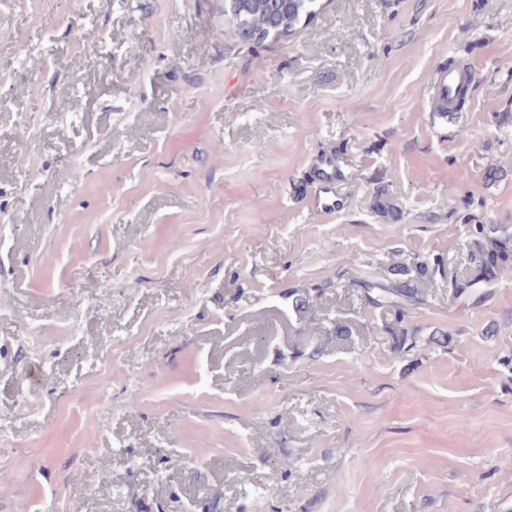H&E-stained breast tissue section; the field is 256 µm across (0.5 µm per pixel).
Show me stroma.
Returning a JSON list of instances; mask_svg holds the SVG:
<instances>
[{
  "instance_id": "1",
  "label": "stroma",
  "mask_w": 512,
  "mask_h": 512,
  "mask_svg": "<svg viewBox=\"0 0 512 512\" xmlns=\"http://www.w3.org/2000/svg\"><path fill=\"white\" fill-rule=\"evenodd\" d=\"M1 29L33 48L0 40V512H512V277L452 288L470 226L512 225V0H323L253 47L224 0H8ZM411 255L400 354L358 284ZM470 71L464 67L437 68L431 78L430 102L435 112H458V105L466 96ZM311 170L310 175H313L317 187V193L314 196L315 205L322 211L343 209V200L333 191L334 183L340 177L333 156H324ZM318 291V289L315 291L308 289L293 290L289 294L288 299H291L290 310L299 321H304L306 315L309 314L315 302V295H313L312 292L317 293Z\"/></svg>"
}]
</instances>
